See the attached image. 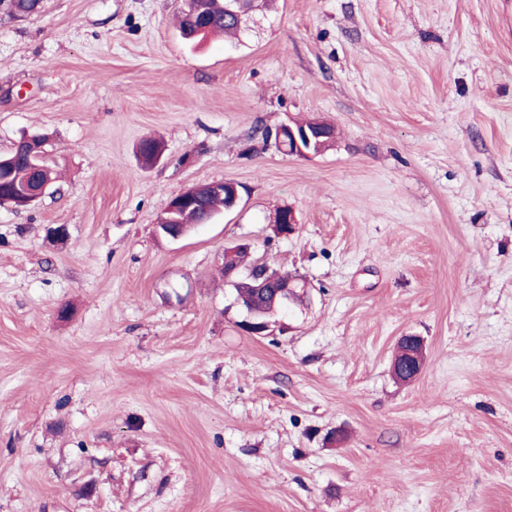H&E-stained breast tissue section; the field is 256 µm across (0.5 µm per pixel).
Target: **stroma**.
<instances>
[{
  "mask_svg": "<svg viewBox=\"0 0 512 512\" xmlns=\"http://www.w3.org/2000/svg\"><path fill=\"white\" fill-rule=\"evenodd\" d=\"M180 5L0 0V154L59 172L0 206V512H512V0H275L191 43ZM309 120L319 155L261 138ZM238 243L304 285L267 336ZM205 188L206 190L217 193L211 194L208 192L202 193L199 197L200 189ZM228 195L229 203L227 205V210H231L235 208L239 202L240 195L238 187L233 182H218L207 184L203 186L192 187L181 194L172 198L166 205L163 215L159 221L161 224H157V230L160 232L162 229L161 225H170L173 229H181L182 226H187L190 228L193 224H207L211 220H213L221 210H224V196L220 195ZM199 197V201L197 205H195L196 199ZM191 208V209H190ZM179 209L180 210L170 217L169 223H166L164 218V214H170ZM189 209V210H188ZM179 224V225H176ZM224 278L231 282L233 285L239 284L233 279L236 275V268L226 267L224 270ZM238 298L241 300L242 306L246 311H251L257 319L267 320L272 313V300L274 296L273 289H267L265 291H256L250 288L248 284H239L238 288H235ZM405 355L403 362L395 361L401 354ZM425 361V352L421 339L415 336H401L398 352L393 362V372L402 382L416 379L422 372Z\"/></svg>",
  "mask_w": 512,
  "mask_h": 512,
  "instance_id": "obj_1",
  "label": "stroma"
}]
</instances>
